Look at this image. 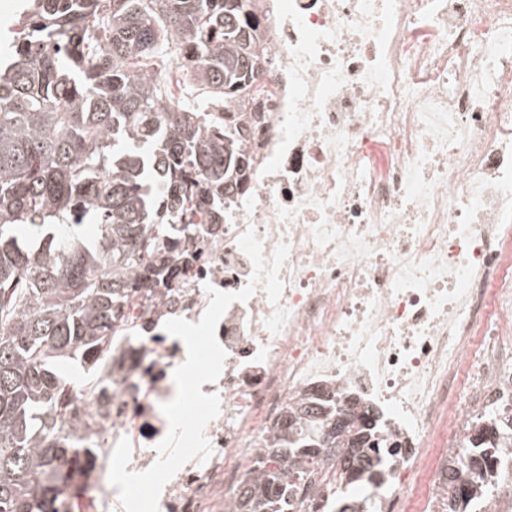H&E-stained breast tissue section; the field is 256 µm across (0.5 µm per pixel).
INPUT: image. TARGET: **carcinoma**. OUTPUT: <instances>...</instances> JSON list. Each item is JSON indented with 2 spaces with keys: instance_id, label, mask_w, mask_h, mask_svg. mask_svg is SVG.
Wrapping results in <instances>:
<instances>
[{
  "instance_id": "1",
  "label": "carcinoma",
  "mask_w": 512,
  "mask_h": 512,
  "mask_svg": "<svg viewBox=\"0 0 512 512\" xmlns=\"http://www.w3.org/2000/svg\"><path fill=\"white\" fill-rule=\"evenodd\" d=\"M251 0H34L0 68V512H69L62 489L98 459L73 424L64 369L102 388L124 305L168 285L191 256L186 219L224 223V196L250 159L242 114L265 47ZM201 99L166 103L173 61ZM97 225L87 244L59 227ZM322 397L289 410L272 443L291 469L240 495L238 512H289L293 481L334 462L343 486L382 481L386 440L373 407ZM512 441V421L477 428L475 454L445 474L448 512H470L473 478Z\"/></svg>"
}]
</instances>
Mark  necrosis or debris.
I'll use <instances>...</instances> for the list:
<instances>
[{
	"label": "necrosis or debris",
	"mask_w": 512,
	"mask_h": 512,
	"mask_svg": "<svg viewBox=\"0 0 512 512\" xmlns=\"http://www.w3.org/2000/svg\"><path fill=\"white\" fill-rule=\"evenodd\" d=\"M266 43L247 151L250 177L214 226L195 215L192 256L161 298L136 300L106 370L111 400L75 418L100 448L131 443L148 469L168 422L184 343L164 321L198 322L207 287L241 289L264 257L288 255L279 333L263 290L232 303L216 337L213 446L164 487L159 512H236L279 462L269 448L292 405L327 384L382 413L393 450L360 512H448L443 475L472 450L487 409L512 411V0H254ZM499 449L471 502L512 512Z\"/></svg>",
	"instance_id": "obj_1"
}]
</instances>
